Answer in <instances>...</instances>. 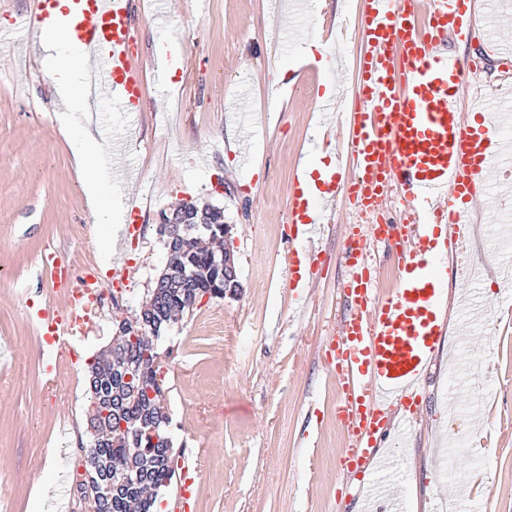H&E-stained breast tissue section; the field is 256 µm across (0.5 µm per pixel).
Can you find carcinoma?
Instances as JSON below:
<instances>
[{"label":"carcinoma","mask_w":512,"mask_h":512,"mask_svg":"<svg viewBox=\"0 0 512 512\" xmlns=\"http://www.w3.org/2000/svg\"><path fill=\"white\" fill-rule=\"evenodd\" d=\"M224 227L222 221L160 225L170 259L142 307L144 334L132 337L125 323H119V335L91 367L88 384L97 411H89L95 429L80 489L106 491L97 512H152L158 492L177 475L171 418L162 405L164 363L158 362L169 351L161 350L159 342L177 314L205 296L224 298L229 278ZM156 437L162 446L153 444Z\"/></svg>","instance_id":"obj_1"}]
</instances>
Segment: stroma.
Returning <instances> with one entry per match:
<instances>
[{
  "label": "stroma",
  "instance_id": "35a3bbf8",
  "mask_svg": "<svg viewBox=\"0 0 512 512\" xmlns=\"http://www.w3.org/2000/svg\"><path fill=\"white\" fill-rule=\"evenodd\" d=\"M28 2L0 0V512H79L91 444L86 369L109 345L114 319L134 317L148 299L168 259L159 215L186 198L222 208L241 289L197 302L166 333L164 405L183 467L160 502L188 481L189 512H361L360 480L340 461L343 389L325 345L344 312L341 256L367 218L345 200L329 204L321 262L306 300L294 305L295 244L280 231L319 107L304 90L273 106L269 88L278 66L304 55L336 0H144L132 29L148 63L143 108L123 112L107 100L94 119L91 165L129 145L124 168L112 171L121 209L110 251L87 232L81 175L59 131L60 55L43 48L28 56L14 27ZM161 38L193 67L160 77ZM230 127L250 146V170L225 144ZM500 208L485 201L461 252L448 256L488 269L474 293L460 279L448 282L449 294L469 293L477 317L472 335H460L462 310L448 307L444 345L389 477L408 512H439L445 502L462 512H512V301L484 235ZM118 264L127 276L121 298L94 314L77 349L53 360L58 387L50 389L35 319L47 297L69 306L53 286L56 267L76 275L89 266L108 283Z\"/></svg>",
  "mask_w": 512,
  "mask_h": 512
}]
</instances>
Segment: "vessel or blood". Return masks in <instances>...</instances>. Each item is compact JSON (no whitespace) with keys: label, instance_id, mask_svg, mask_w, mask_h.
<instances>
[{"label":"vessel or blood","instance_id":"1","mask_svg":"<svg viewBox=\"0 0 512 512\" xmlns=\"http://www.w3.org/2000/svg\"><path fill=\"white\" fill-rule=\"evenodd\" d=\"M477 0H355L362 44L353 107L342 128L346 167L319 171L314 181L296 178L288 195L292 238L303 246L291 259L290 282L307 288L323 248L320 222L326 203L345 198L376 217L369 238L393 246L399 286L378 299L366 241L346 252L343 286L348 313L330 358L343 383L338 407L346 430L341 452L349 470L367 475L364 500L382 499L388 512L399 500L386 496L379 476L394 459L379 448L410 415L413 392L446 332L442 271L449 249L481 199L512 197V181L492 182L495 160L512 155V139L489 116L487 102L462 113L458 87L471 61L449 52V40L469 42ZM135 0H30L35 32L63 31L86 64L83 90L91 101L112 98L138 111L145 67L131 38ZM409 203L402 223L382 220L393 194ZM46 301L36 325L46 343L62 348L78 325Z\"/></svg>","mask_w":512,"mask_h":512}]
</instances>
